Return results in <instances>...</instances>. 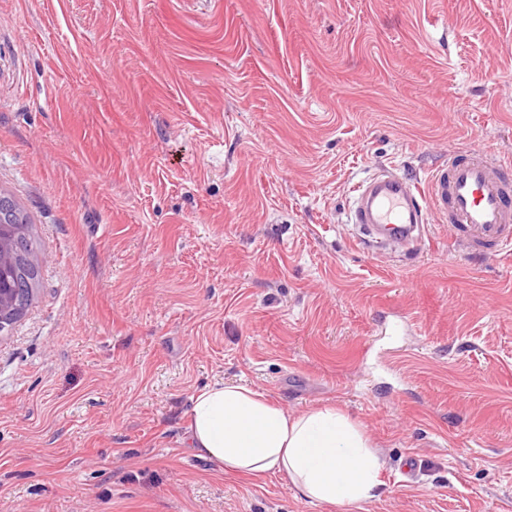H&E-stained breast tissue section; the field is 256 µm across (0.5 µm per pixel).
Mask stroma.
<instances>
[{"label":"stroma","instance_id":"stroma-1","mask_svg":"<svg viewBox=\"0 0 512 512\" xmlns=\"http://www.w3.org/2000/svg\"><path fill=\"white\" fill-rule=\"evenodd\" d=\"M455 147L512 162V0H0V512H338L187 448L220 380L356 422L368 512H512V251L349 222ZM0 198L7 201L9 206V218L5 224L0 223V239L14 241L18 239L23 246L28 265V280H23L31 288V300L33 294L39 286L40 282V269L37 261V255L41 250V242L34 235L30 227L27 215L24 211L8 196L0 194ZM4 273V272H3ZM5 279L9 284V288H0V312L4 309L18 308V294L14 295L12 288H17L23 282H17L14 279L13 268L8 267L4 273ZM30 300V302H31Z\"/></svg>","mask_w":512,"mask_h":512}]
</instances>
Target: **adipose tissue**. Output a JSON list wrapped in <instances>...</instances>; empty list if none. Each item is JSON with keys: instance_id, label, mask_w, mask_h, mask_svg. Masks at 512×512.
Instances as JSON below:
<instances>
[{"instance_id": "obj_1", "label": "adipose tissue", "mask_w": 512, "mask_h": 512, "mask_svg": "<svg viewBox=\"0 0 512 512\" xmlns=\"http://www.w3.org/2000/svg\"><path fill=\"white\" fill-rule=\"evenodd\" d=\"M191 448L227 474L280 475L305 499L362 512L379 486L381 462L343 412L291 413L248 386L216 382L193 394Z\"/></svg>"}]
</instances>
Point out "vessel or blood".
Returning a JSON list of instances; mask_svg holds the SVG:
<instances>
[{
	"instance_id": "vessel-or-blood-1",
	"label": "vessel or blood",
	"mask_w": 512,
	"mask_h": 512,
	"mask_svg": "<svg viewBox=\"0 0 512 512\" xmlns=\"http://www.w3.org/2000/svg\"><path fill=\"white\" fill-rule=\"evenodd\" d=\"M432 213L453 226L450 244L489 257L512 250V164L480 150L457 151L422 185L379 169L356 187L350 221L360 243L376 252L420 244Z\"/></svg>"
}]
</instances>
